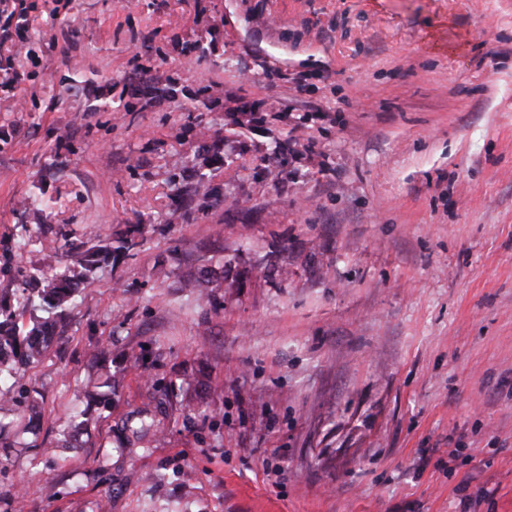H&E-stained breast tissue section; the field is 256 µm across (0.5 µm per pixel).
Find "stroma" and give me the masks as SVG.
Listing matches in <instances>:
<instances>
[{
  "mask_svg": "<svg viewBox=\"0 0 512 512\" xmlns=\"http://www.w3.org/2000/svg\"><path fill=\"white\" fill-rule=\"evenodd\" d=\"M35 2L0 291L50 239L112 259L17 381L36 429L0 412V512H512V0Z\"/></svg>",
  "mask_w": 512,
  "mask_h": 512,
  "instance_id": "obj_1",
  "label": "stroma"
}]
</instances>
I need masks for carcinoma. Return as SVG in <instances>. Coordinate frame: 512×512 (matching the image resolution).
Listing matches in <instances>:
<instances>
[{
	"label": "carcinoma",
	"instance_id": "obj_1",
	"mask_svg": "<svg viewBox=\"0 0 512 512\" xmlns=\"http://www.w3.org/2000/svg\"><path fill=\"white\" fill-rule=\"evenodd\" d=\"M67 264L59 271L56 264L61 257ZM112 259V247L66 242L49 246L41 275L16 271L19 288L14 292H0V381L11 377L23 365L39 360L47 351L46 336L62 323L65 311L79 285L89 278L102 264ZM31 314L32 328L22 335L19 317L22 312ZM153 427L152 413L142 410L138 421L129 426L133 436L139 438Z\"/></svg>",
	"mask_w": 512,
	"mask_h": 512
}]
</instances>
